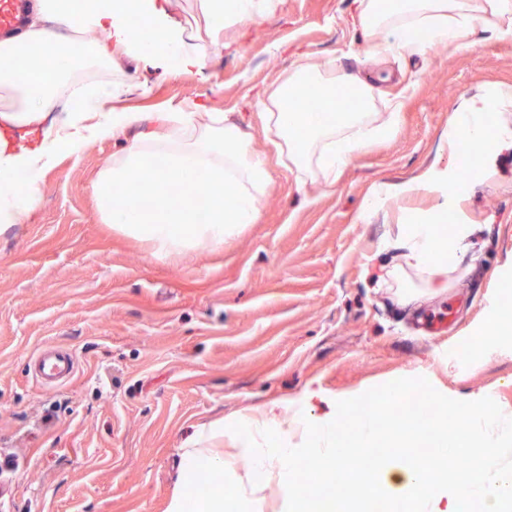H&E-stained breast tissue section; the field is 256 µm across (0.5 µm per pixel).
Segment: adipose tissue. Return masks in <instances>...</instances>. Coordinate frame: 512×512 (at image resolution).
Returning <instances> with one entry per match:
<instances>
[{
    "label": "adipose tissue",
    "mask_w": 512,
    "mask_h": 512,
    "mask_svg": "<svg viewBox=\"0 0 512 512\" xmlns=\"http://www.w3.org/2000/svg\"><path fill=\"white\" fill-rule=\"evenodd\" d=\"M274 6V0H197L195 25L189 28L173 19L170 0H36V21L0 39V233L27 222L39 204L43 175L62 157H79L94 142L126 135L137 121L136 113L104 106L106 97L127 95L133 84L119 77L92 88L73 78V57L54 47L55 37L41 19L85 36L87 65L114 69L112 51L117 48L145 65L176 72L202 69L209 45L218 44L225 27ZM358 19L377 35L378 56L400 59L427 43L460 45L480 19L490 21L494 35L512 37V0H359ZM39 47L45 53L41 68L35 69L32 51ZM63 88L80 96L83 107L68 113L62 124H45ZM495 105H512L511 83L497 85L492 97L467 98L453 112L445 135L448 148L456 149L461 140L479 147L474 155L458 152L461 167L483 171L512 137L492 113ZM401 108L400 101L392 100L385 113H378L372 82L305 62L270 91L261 119L266 136L297 171L333 183L359 151L395 136ZM159 122L163 133L131 138L94 181L102 220L146 243L158 258L191 248L220 250L225 238L256 223L271 182L266 162L249 150L248 136L231 113L181 102L161 113ZM26 127L35 133L34 143H19L10 134ZM159 155L165 164L153 167ZM145 170L150 178L137 182ZM175 173L181 176L176 185L170 182ZM466 191L457 178L429 171L385 186L364 210L412 194L442 195V202L400 225L393 246L408 266L426 275L429 287L444 288L448 267L467 250L474 228L460 224L451 232L440 219ZM428 411V417L384 428L368 417L349 419L346 439L337 434L335 418H313L302 410L286 419L240 418L234 440L251 463L246 485L224 479V455L213 447L224 436L223 422L199 427L178 450L179 475L168 512H261L255 494L270 479L277 480L289 512H363L364 503L381 496L408 504L412 512H467L475 497L512 503V469L500 466V449L472 438L481 414L433 402ZM296 434L308 448V460L290 446ZM426 436L478 455L477 479L449 490L439 457L410 453ZM379 445L386 452L375 467L376 477L356 480L351 504L333 498L314 503L319 486L332 482L349 458ZM304 462L311 474L306 482L299 479ZM203 474L208 477L204 483L199 480Z\"/></svg>",
    "instance_id": "obj_1"
}]
</instances>
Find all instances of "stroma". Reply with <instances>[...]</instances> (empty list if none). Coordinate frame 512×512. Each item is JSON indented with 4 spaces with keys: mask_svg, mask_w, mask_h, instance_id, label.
<instances>
[{
    "mask_svg": "<svg viewBox=\"0 0 512 512\" xmlns=\"http://www.w3.org/2000/svg\"><path fill=\"white\" fill-rule=\"evenodd\" d=\"M374 50L355 0H278L225 28L202 72L120 57L125 79L150 86L121 103L140 114L137 131L170 103L202 99L234 114L272 182L257 223L223 250L159 260L104 224L92 195L119 143H93L44 175L31 220L0 234V461H12L0 512H166L186 435L218 419L229 435L239 416L302 408L312 390L340 418L401 386L512 421V335H482L512 304V149L450 209L448 223L477 230L440 292L382 282L386 244L431 196L363 214L377 186L451 166L448 119L474 93L512 83V38L479 24L462 46L388 61L393 78L374 97L380 110L401 99L396 136L358 154L336 184L298 185L262 129L266 95L301 56L364 77ZM45 344L76 354L64 386L32 379Z\"/></svg>",
    "mask_w": 512,
    "mask_h": 512,
    "instance_id": "35a3bbf8",
    "label": "stroma"
}]
</instances>
